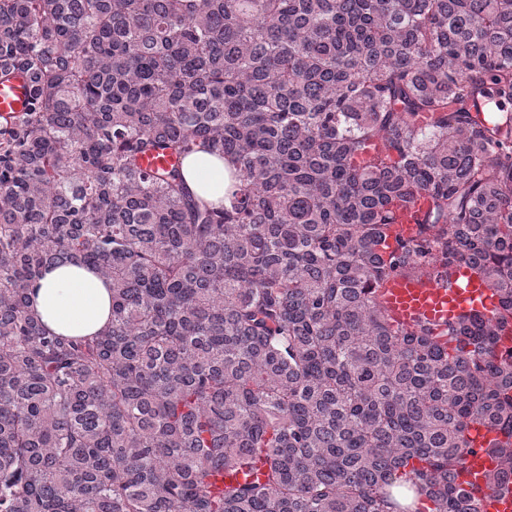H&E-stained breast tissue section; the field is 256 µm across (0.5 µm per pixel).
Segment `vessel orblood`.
I'll return each mask as SVG.
<instances>
[{
	"label": "vessel or blood",
	"instance_id": "b4317fda",
	"mask_svg": "<svg viewBox=\"0 0 512 512\" xmlns=\"http://www.w3.org/2000/svg\"><path fill=\"white\" fill-rule=\"evenodd\" d=\"M29 93L25 76L0 81V117L25 110ZM427 207V194L417 193L394 224L393 235L404 240L412 238L417 230L415 218ZM379 301L394 324L407 329L425 328L434 334L462 316L490 314L496 304L490 289L466 266H452L437 275L391 277L382 283ZM464 466L466 471L459 479L463 485H484L486 475L493 469L490 456L483 453L467 456Z\"/></svg>",
	"mask_w": 512,
	"mask_h": 512
}]
</instances>
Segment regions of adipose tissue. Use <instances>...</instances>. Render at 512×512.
<instances>
[{
    "label": "adipose tissue",
    "mask_w": 512,
    "mask_h": 512,
    "mask_svg": "<svg viewBox=\"0 0 512 512\" xmlns=\"http://www.w3.org/2000/svg\"><path fill=\"white\" fill-rule=\"evenodd\" d=\"M224 160L205 153L190 157L184 175L203 197H224ZM32 308L51 330L65 336H91L108 325L112 295L108 283L94 271L72 265L55 268L31 286Z\"/></svg>",
    "instance_id": "adipose-tissue-1"
}]
</instances>
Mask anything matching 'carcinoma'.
<instances>
[{"mask_svg":"<svg viewBox=\"0 0 512 512\" xmlns=\"http://www.w3.org/2000/svg\"><path fill=\"white\" fill-rule=\"evenodd\" d=\"M17 72L0 512H481L456 483L475 424L498 434L480 494L508 491L512 0H0V80ZM199 151L231 165L218 204L185 179ZM65 264L111 285L97 335L29 308ZM456 264L495 317L442 345L392 324L386 279ZM256 458L264 484L216 490ZM428 207V196L426 193H416L414 202L410 207L400 214L398 223L392 228V238L398 236L403 240L412 238L417 230L415 221L416 215L426 211Z\"/></svg>","mask_w":512,"mask_h":512,"instance_id":"carcinoma-1","label":"carcinoma"}]
</instances>
